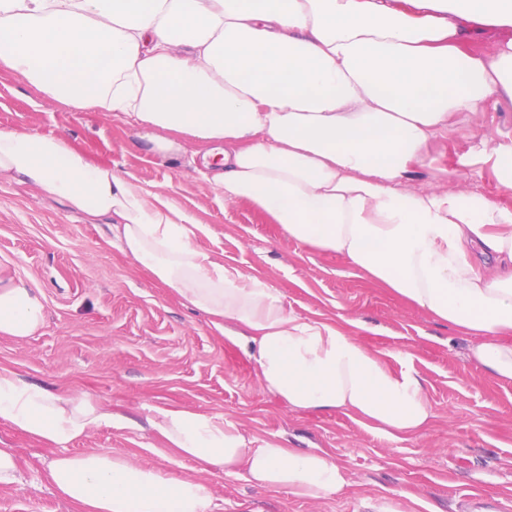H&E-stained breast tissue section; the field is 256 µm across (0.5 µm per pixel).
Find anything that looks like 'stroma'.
Masks as SVG:
<instances>
[{
	"instance_id": "stroma-1",
	"label": "stroma",
	"mask_w": 512,
	"mask_h": 512,
	"mask_svg": "<svg viewBox=\"0 0 512 512\" xmlns=\"http://www.w3.org/2000/svg\"><path fill=\"white\" fill-rule=\"evenodd\" d=\"M0 129L66 138L94 163H107L167 197L204 225L195 244L217 260L277 288L297 314L338 324L392 369L424 380L432 416L420 435L384 437L345 412L288 408L265 391L252 359L205 312L112 244L106 225L12 181H0V263L45 298L34 336L0 335V368L64 393L100 400L111 426L89 431L71 454H121L207 483L217 512H461L480 492L512 506V383L466 359L468 336L435 321L344 258L288 238L246 200H227L203 179L202 158L180 162L146 153L137 129L108 112L77 111L46 99L0 69ZM512 137V102L464 115L429 146L431 167L411 187L462 188L512 205L489 167L468 156L483 135ZM221 414L249 438L327 451L343 467L342 491L302 499L257 487L243 476L204 471L178 457L151 428L150 408ZM0 448L15 449L19 481L0 485V512H74L47 479L51 447L0 424Z\"/></svg>"
}]
</instances>
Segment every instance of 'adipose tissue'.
<instances>
[{"label":"adipose tissue","mask_w":512,"mask_h":512,"mask_svg":"<svg viewBox=\"0 0 512 512\" xmlns=\"http://www.w3.org/2000/svg\"><path fill=\"white\" fill-rule=\"evenodd\" d=\"M459 19L512 28V0H0V69L49 99L122 117L151 153L176 158L192 142L225 198L462 329L467 359L512 382V208L406 185L452 118L512 101V39L465 52ZM473 158L512 189V137H483ZM1 179L107 224L290 409L341 410L390 439L430 419L414 369L393 370L339 326L288 309L276 288L198 248L204 225L66 139L0 130ZM43 310L28 281L0 277V335L33 336ZM148 421L183 458L244 470L260 487L319 498L347 483L328 453L255 442L220 414L154 408ZM0 422L64 449L112 414L0 369ZM48 476L77 512L216 509L207 484L122 455L63 454Z\"/></svg>","instance_id":"1"}]
</instances>
